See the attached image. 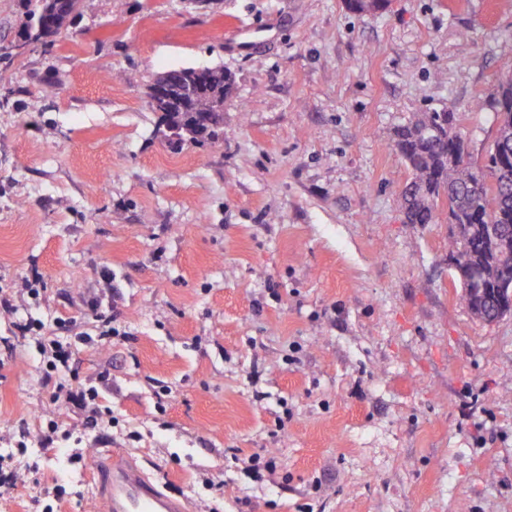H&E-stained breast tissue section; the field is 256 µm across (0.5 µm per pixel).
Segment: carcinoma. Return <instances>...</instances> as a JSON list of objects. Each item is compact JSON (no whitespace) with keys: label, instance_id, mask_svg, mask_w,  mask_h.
I'll return each mask as SVG.
<instances>
[{"label":"carcinoma","instance_id":"obj_1","mask_svg":"<svg viewBox=\"0 0 512 512\" xmlns=\"http://www.w3.org/2000/svg\"><path fill=\"white\" fill-rule=\"evenodd\" d=\"M35 16L53 34H61L78 13L81 0H38ZM389 0H345L355 14L386 10ZM183 83L194 91L179 95L172 112L161 114L178 140H215L224 134V116L217 104L233 97L235 75L213 67L202 76L183 68ZM492 108L496 122L493 148L483 164L466 163L468 143L462 133L448 132L452 112H419L395 130V148L410 178L399 198L407 224H437L440 204L448 205L458 232L448 237V253L457 257L455 280L479 274L473 292L461 297L473 313H487L493 289L512 285V73L498 81Z\"/></svg>","mask_w":512,"mask_h":512}]
</instances>
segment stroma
<instances>
[{"label":"stroma","mask_w":512,"mask_h":512,"mask_svg":"<svg viewBox=\"0 0 512 512\" xmlns=\"http://www.w3.org/2000/svg\"><path fill=\"white\" fill-rule=\"evenodd\" d=\"M31 9L0 0V290L43 277L0 315V453L20 473L0 512L60 486L56 512H100L77 442L188 512H512V316L461 301L446 222H404L393 146L444 108L483 161L512 0H82L19 54ZM216 66L236 75L223 137L169 146L150 85ZM92 297L119 331L70 352L100 386L94 427L16 328L97 335ZM254 453L280 462L259 483L237 464Z\"/></svg>","instance_id":"stroma-1"}]
</instances>
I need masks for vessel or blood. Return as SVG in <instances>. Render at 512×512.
Wrapping results in <instances>:
<instances>
[{"label":"vessel or blood","mask_w":512,"mask_h":512,"mask_svg":"<svg viewBox=\"0 0 512 512\" xmlns=\"http://www.w3.org/2000/svg\"><path fill=\"white\" fill-rule=\"evenodd\" d=\"M98 480L103 512H187L183 500L161 492L117 451H99Z\"/></svg>","instance_id":"obj_1"}]
</instances>
